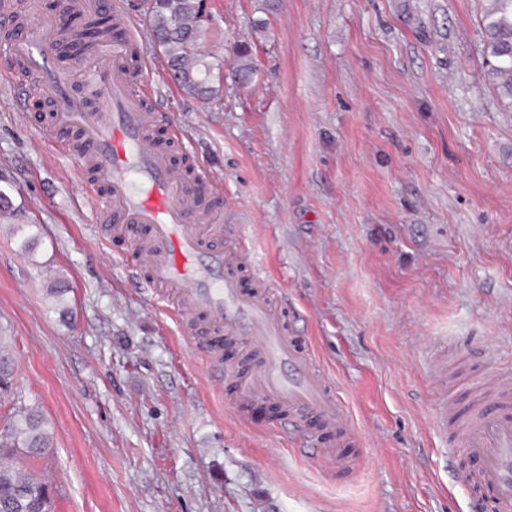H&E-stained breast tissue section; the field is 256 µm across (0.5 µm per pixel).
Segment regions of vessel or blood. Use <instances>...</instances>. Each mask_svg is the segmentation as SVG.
I'll return each instance as SVG.
<instances>
[{
	"label": "vessel or blood",
	"mask_w": 512,
	"mask_h": 512,
	"mask_svg": "<svg viewBox=\"0 0 512 512\" xmlns=\"http://www.w3.org/2000/svg\"><path fill=\"white\" fill-rule=\"evenodd\" d=\"M0 12L13 16L9 52L31 91L53 106V134L94 171V185L105 193L94 202L96 223L121 236L148 228L140 247L147 276L144 287L163 288L178 300L181 320L207 318L214 331L257 357L243 369L213 357L208 365L216 389L234 387L242 405L266 400L279 406V433L299 434L305 455L327 470L344 474L355 464L349 450L359 434L344 400L334 394L326 373L299 337L291 335L273 284L258 270L254 250L238 242L210 246L211 212L196 197L158 140V112L143 104L133 87L129 50L136 29L120 24L126 40L104 39L82 61L62 54L69 41L61 18L42 13L37 0H0ZM252 271L244 286L243 271ZM476 403L461 414L455 393L442 392L436 404L440 424L459 418L462 444L476 467L471 483L493 512H512V370L483 372L472 388Z\"/></svg>",
	"instance_id": "vessel-or-blood-1"
}]
</instances>
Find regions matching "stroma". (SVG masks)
<instances>
[{
    "label": "stroma",
    "mask_w": 512,
    "mask_h": 512,
    "mask_svg": "<svg viewBox=\"0 0 512 512\" xmlns=\"http://www.w3.org/2000/svg\"><path fill=\"white\" fill-rule=\"evenodd\" d=\"M117 2L178 125L158 136L215 185L214 244L250 239L363 464L336 482L273 431L278 406L243 423L213 390L192 323L138 287L133 237L95 224L49 105L19 107L0 13V336L16 398L51 425L54 512H482L429 362L455 384L512 366V105L484 76L488 0H208L207 101L171 83L143 0Z\"/></svg>",
    "instance_id": "obj_1"
}]
</instances>
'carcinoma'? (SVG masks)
Listing matches in <instances>:
<instances>
[{
  "label": "carcinoma",
  "instance_id": "obj_1",
  "mask_svg": "<svg viewBox=\"0 0 512 512\" xmlns=\"http://www.w3.org/2000/svg\"><path fill=\"white\" fill-rule=\"evenodd\" d=\"M74 32L70 48L81 53L109 33L103 18L66 15ZM149 26L178 86L189 96L205 99L211 93L210 65L200 51L203 39L200 0H154ZM488 56L485 78L502 99L512 101V0H489L481 18ZM239 78L252 74L247 47L235 50ZM13 369L7 344L0 338V401L11 394ZM52 434L41 410L12 403L5 424L0 426V512H48L52 491L33 462L48 456ZM25 458L32 465L17 469L9 460Z\"/></svg>",
  "mask_w": 512,
  "mask_h": 512
}]
</instances>
